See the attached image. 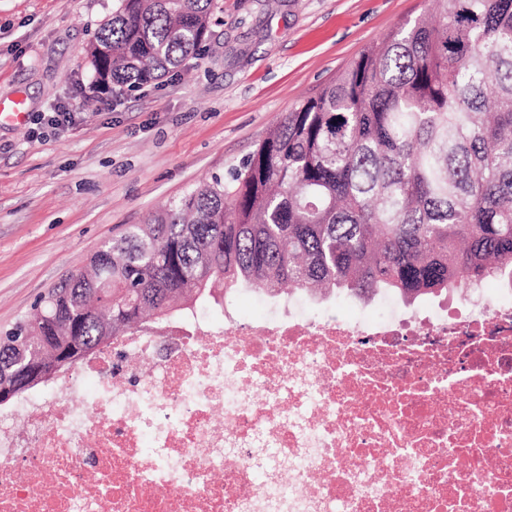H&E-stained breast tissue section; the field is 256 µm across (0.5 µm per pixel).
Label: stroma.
Masks as SVG:
<instances>
[{"mask_svg":"<svg viewBox=\"0 0 512 512\" xmlns=\"http://www.w3.org/2000/svg\"><path fill=\"white\" fill-rule=\"evenodd\" d=\"M116 0H0V102L28 118L0 125V332L62 275L127 225L205 178L224 176L301 102L317 97L428 0H219L198 58L135 90L94 87L87 49ZM73 119L54 128L50 113ZM307 315H385L394 295L363 302L298 292ZM277 307L241 288L223 320Z\"/></svg>","mask_w":512,"mask_h":512,"instance_id":"35a3bbf8","label":"stroma"}]
</instances>
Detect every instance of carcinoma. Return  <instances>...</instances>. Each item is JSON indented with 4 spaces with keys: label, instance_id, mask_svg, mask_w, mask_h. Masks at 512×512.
Segmentation results:
<instances>
[{
    "label": "carcinoma",
    "instance_id": "cac0c4a2",
    "mask_svg": "<svg viewBox=\"0 0 512 512\" xmlns=\"http://www.w3.org/2000/svg\"><path fill=\"white\" fill-rule=\"evenodd\" d=\"M288 113L229 176L106 242L0 333L22 370L249 287L407 302L512 275V0H432ZM217 0H117L87 50L98 86L160 81L200 52Z\"/></svg>",
    "mask_w": 512,
    "mask_h": 512
}]
</instances>
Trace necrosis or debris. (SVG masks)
<instances>
[{
    "label": "necrosis or debris",
    "instance_id": "necrosis-or-debris-1",
    "mask_svg": "<svg viewBox=\"0 0 512 512\" xmlns=\"http://www.w3.org/2000/svg\"><path fill=\"white\" fill-rule=\"evenodd\" d=\"M0 512H512V279L119 337L0 411Z\"/></svg>",
    "mask_w": 512,
    "mask_h": 512
}]
</instances>
